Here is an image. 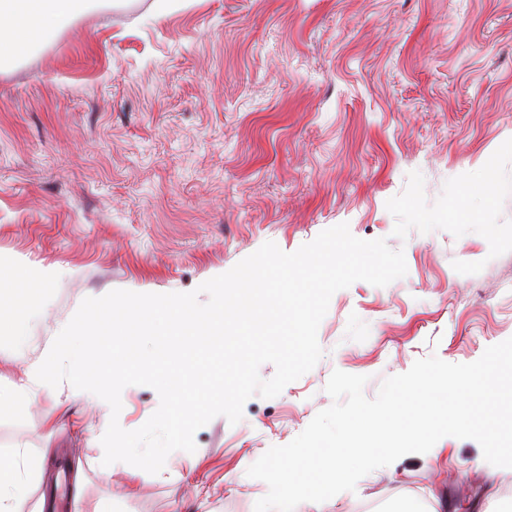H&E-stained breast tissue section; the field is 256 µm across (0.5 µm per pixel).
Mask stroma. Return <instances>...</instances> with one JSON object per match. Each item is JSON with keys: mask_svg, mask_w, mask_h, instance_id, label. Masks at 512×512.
<instances>
[{"mask_svg": "<svg viewBox=\"0 0 512 512\" xmlns=\"http://www.w3.org/2000/svg\"><path fill=\"white\" fill-rule=\"evenodd\" d=\"M341 223L403 250L407 273L332 296L311 371L237 424L213 418L156 474L103 465L108 406L42 390L25 422H0V455L53 451L17 512H77L40 501L78 471L113 512H254L269 487L248 468L331 405L333 370L367 376L371 399L417 359L471 363L512 338V0H89L34 38L0 70V256L56 275L24 341L0 333V385L84 298L188 292ZM158 406L127 386L119 424ZM438 445L295 512H512V470L474 440Z\"/></svg>", "mask_w": 512, "mask_h": 512, "instance_id": "1", "label": "stroma"}]
</instances>
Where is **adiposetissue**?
Returning a JSON list of instances; mask_svg holds the SVG:
<instances>
[{
    "mask_svg": "<svg viewBox=\"0 0 512 512\" xmlns=\"http://www.w3.org/2000/svg\"><path fill=\"white\" fill-rule=\"evenodd\" d=\"M84 4L85 0H0V67L10 61L20 34L50 31L74 17ZM10 267V273L0 278V331L16 329L26 300L19 284L33 274L19 261L11 262Z\"/></svg>",
    "mask_w": 512,
    "mask_h": 512,
    "instance_id": "obj_1",
    "label": "adipose tissue"
}]
</instances>
